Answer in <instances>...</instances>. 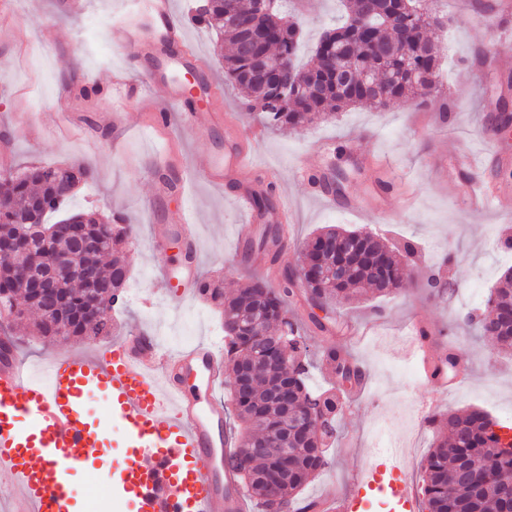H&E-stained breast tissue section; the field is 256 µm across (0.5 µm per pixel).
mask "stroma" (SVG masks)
I'll use <instances>...</instances> for the list:
<instances>
[{
    "mask_svg": "<svg viewBox=\"0 0 512 512\" xmlns=\"http://www.w3.org/2000/svg\"><path fill=\"white\" fill-rule=\"evenodd\" d=\"M0 9V142L9 147L0 156V172L21 175L33 166L73 161L91 167L94 180L79 183L72 205L105 218L121 216L134 227L128 252L130 282L151 306L141 301L116 312L121 333L138 329L157 335L177 350L223 336L221 314L200 297L177 303L164 296L167 283L160 269L179 272L180 244L167 240L153 251V228L176 223L186 212L197 226L200 273L223 280L225 292L265 276L267 263L247 256L239 227L248 223L236 207L237 193L273 184L276 196H287L295 211L292 242L278 258V267L294 262L305 242L327 226L368 230L389 244L412 243L408 260L414 288L391 298L367 296L335 303L331 313L339 327L330 333L310 331V382L335 395L341 411L337 432L328 441V464L302 491L313 498L329 489L363 497L353 483L356 472L382 464L368 438L374 422H395L403 401L430 404L435 411L457 412L471 407L486 411L499 424L512 423V352L464 324L462 311L483 309L501 276L512 268V249L500 247L512 238V214L471 209L468 183L449 184L448 168L461 154L474 156L477 179L512 185V139L493 132L495 103L502 82L512 77V44L496 40L502 26L512 27V13H485L475 0H442L445 26L434 35L441 47L436 72L437 92L429 100L398 101L385 110L351 107L327 121L296 129H267L246 115L235 86L224 80V67L214 51L216 37L192 21L195 0H173L174 15L188 42L201 54L211 76L221 82L222 107L228 124L213 127L207 112L195 126L181 123L179 108L163 87L149 79L145 62L132 61L117 40L118 26L133 18L134 0H4ZM287 15L301 24L298 62H306L323 32L343 14L341 0H286ZM496 54L498 68L485 75L481 56ZM79 68L71 87H64L62 69L68 59ZM124 86L115 89V75ZM97 89L92 106L67 104L70 88ZM454 118L436 119L443 107ZM123 115L120 131L95 128L99 114ZM163 112L165 126L152 123ZM246 141L250 163L223 185L200 178L212 157L223 153L231 137ZM329 141L326 151L316 145ZM340 170L347 181L343 200L318 199L307 177ZM173 185L157 195L156 181ZM356 203L353 211L345 203ZM455 262H447V255ZM444 281L442 292L424 289V281ZM430 323L454 339L452 352L466 376L441 389L426 378L404 351L402 328L412 319ZM18 352L32 366L51 357L111 345L112 337L93 341L50 342L27 333L26 324L12 330ZM352 358L365 375V387L345 386L327 365L328 349ZM126 449L114 439L96 449L94 473L74 478L81 512H101L102 505L123 494L101 473L103 460L120 461Z\"/></svg>",
    "mask_w": 512,
    "mask_h": 512,
    "instance_id": "stroma-1",
    "label": "stroma"
}]
</instances>
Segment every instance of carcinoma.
I'll return each mask as SVG.
<instances>
[{"label": "carcinoma", "instance_id": "cac0c4a2", "mask_svg": "<svg viewBox=\"0 0 512 512\" xmlns=\"http://www.w3.org/2000/svg\"><path fill=\"white\" fill-rule=\"evenodd\" d=\"M254 14V0H208L207 7L195 16L197 23L227 38L229 51L224 56V73L244 96L245 109L257 114L263 125L274 129L301 127L322 115L327 107L341 110L364 104L384 110L390 104L409 99L426 100L435 85L429 77L436 72L440 48L424 32L441 24L429 0H349L345 22L321 36L307 62L297 66V25L284 21L278 10L255 18L264 37L266 59H282L290 67L293 81L301 91L293 95L253 80L256 55L240 50L245 36L225 20L228 11ZM336 43V54L348 68L351 81L328 89L319 98L311 85L323 77L327 42ZM390 46L381 59L375 45ZM93 178L81 165L33 167L22 177L0 173V240L13 241L11 252L0 260V293L19 297L22 302L9 306L6 314L21 318L37 314L34 333L52 342L90 340L112 335V314L95 320L94 307L105 299L117 305L129 280V266L121 243L131 235L130 226L117 227L92 213L68 211L77 180ZM57 215L61 226L44 246L24 245L26 224H46ZM90 243L83 251L73 247L74 237ZM351 239L347 253L323 250L325 241ZM281 242L280 228L272 225L265 237L249 249L271 253L276 263ZM57 260L56 288L62 309L35 299L23 288L19 273L38 267L37 259ZM352 267L351 277H323L316 270H332L336 262ZM411 284L402 261L371 233L327 227L304 244L296 264L279 274L277 283L255 279L246 288L226 298L223 283L211 277L199 280L198 295L214 304L224 317V373L234 407L237 449L230 464L248 458L249 474L240 477L245 495L267 512L269 499L277 497L293 509L300 504L299 493L328 464L323 441L309 419L317 409L325 418L323 435L336 433V400L307 384L309 353L303 328L292 323L295 341L278 343L274 326L288 320V300L300 298L309 308L308 318L319 332H329L333 319L316 314L332 299L347 297L374 288L380 297L397 295ZM462 321L476 325L484 336L492 337L499 349L512 350V270L507 271L486 302L485 316L475 319L466 313ZM259 364L262 373L246 390L238 387L242 366ZM300 419L299 427L280 438L285 414ZM441 436L426 457L423 494L426 512H512V495L502 492L498 477L512 473V445L505 446L493 422L482 410L464 414L440 413L430 417ZM266 442L265 452H248L252 442ZM288 457H282L283 449Z\"/></svg>", "mask_w": 512, "mask_h": 512}]
</instances>
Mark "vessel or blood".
I'll return each mask as SVG.
<instances>
[{
	"label": "vessel or blood",
	"mask_w": 512,
	"mask_h": 512,
	"mask_svg": "<svg viewBox=\"0 0 512 512\" xmlns=\"http://www.w3.org/2000/svg\"><path fill=\"white\" fill-rule=\"evenodd\" d=\"M127 53L152 62V76L165 84L186 125L197 122V100L214 107L211 125L223 124L217 82L205 73L202 57L173 17L171 0H140L137 17L123 31ZM200 72L193 91L170 79L171 69ZM244 153L230 148L211 160L202 175L222 184L242 165ZM473 210H512V189L478 187ZM184 250L192 264L200 248L189 215L181 217ZM425 326L407 327L410 350L429 359ZM191 376L201 392L178 383ZM224 378V359L214 344L163 349L156 337L134 332L110 349L69 353L49 360L44 377L21 361L0 366V472L10 478L9 512H77L72 478L88 466L90 449L102 447L120 428L132 450L109 479L124 489L136 512H249L236 472L226 463L235 440L225 428L223 408L210 396ZM99 394L105 411L86 409Z\"/></svg>",
	"instance_id": "vessel-or-blood-1"
}]
</instances>
